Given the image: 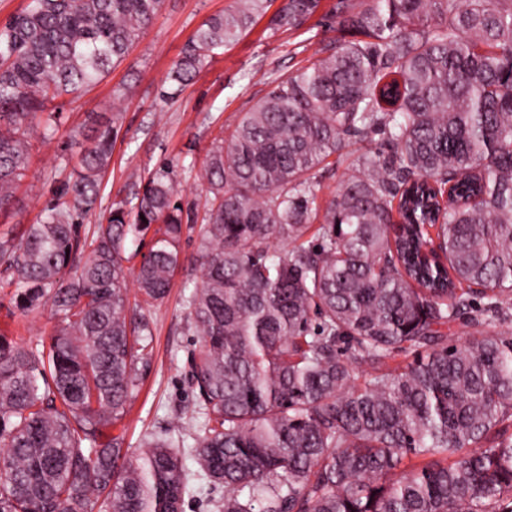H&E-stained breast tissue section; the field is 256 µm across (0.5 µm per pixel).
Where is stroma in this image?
I'll use <instances>...</instances> for the list:
<instances>
[{
	"label": "stroma",
	"instance_id": "35a3bbf8",
	"mask_svg": "<svg viewBox=\"0 0 512 512\" xmlns=\"http://www.w3.org/2000/svg\"><path fill=\"white\" fill-rule=\"evenodd\" d=\"M236 0H165L164 7L140 42L97 84L78 98H61V133L79 127L87 114L107 120L122 116V128L112 147V161L100 190V202L89 224L104 219L111 202L133 201L138 185L132 172L149 174L167 167L183 204L201 207L207 184L198 178L208 150L220 133L232 132L241 114L271 87L273 78L295 74L319 57L321 49L338 39L339 31L312 17L295 31H273L261 18L234 45L215 50L209 64L182 91H174L167 74L194 32L208 18L234 8ZM367 151L388 154L381 135L350 143L342 155L329 157L318 170L317 203L326 206L348 170ZM77 152L62 153L57 140L36 142L32 160L12 206L0 212V232L35 223L55 188L69 179ZM201 225H185L180 266L174 271L167 297L145 306L134 278L126 280L131 309H144L152 320V358L116 432L128 456L140 454L152 436H173L182 463L191 475L183 512H219L224 489L197 481L199 465L193 452L196 431L188 422L195 410L191 385L192 358L200 338L188 320L187 302L202 285L197 263ZM55 325L50 301L38 313L15 307L9 290L0 289V331L17 342H48Z\"/></svg>",
	"mask_w": 512,
	"mask_h": 512
}]
</instances>
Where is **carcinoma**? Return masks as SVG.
<instances>
[{"label":"carcinoma","instance_id":"cac0c4a2","mask_svg":"<svg viewBox=\"0 0 512 512\" xmlns=\"http://www.w3.org/2000/svg\"><path fill=\"white\" fill-rule=\"evenodd\" d=\"M267 2L207 19L176 90ZM163 4L30 0L0 27V211L32 137L58 132L48 105L122 62ZM320 5L283 0L270 29ZM327 22L354 39L274 78L204 162L203 286L188 301L200 477L224 486V512H512V0H337ZM119 120L71 130L78 167L36 223L0 234V289L25 312L50 299L57 320L47 346L0 334V512L184 502L171 438L132 461L112 435L150 363V318L127 319L124 244L159 225L134 275L161 302L194 220L162 170L80 233ZM375 131L393 152L362 154L304 238L316 170ZM463 315L470 339L448 342ZM410 456L422 466L407 474Z\"/></svg>","mask_w":512,"mask_h":512}]
</instances>
